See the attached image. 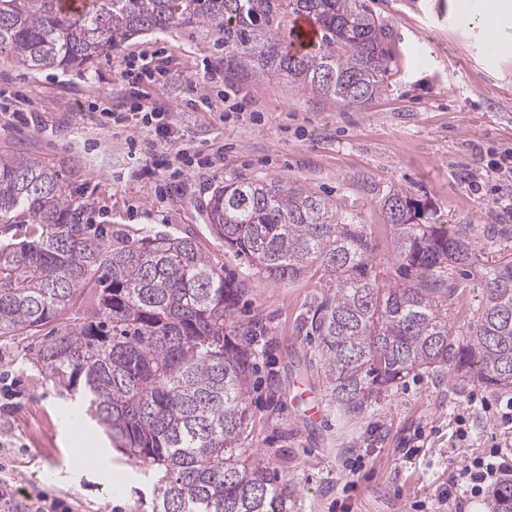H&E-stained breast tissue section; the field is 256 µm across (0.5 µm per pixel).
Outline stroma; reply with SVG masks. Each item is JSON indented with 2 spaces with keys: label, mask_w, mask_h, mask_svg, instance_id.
<instances>
[{
  "label": "stroma",
  "mask_w": 512,
  "mask_h": 512,
  "mask_svg": "<svg viewBox=\"0 0 512 512\" xmlns=\"http://www.w3.org/2000/svg\"><path fill=\"white\" fill-rule=\"evenodd\" d=\"M392 32L384 91L368 107H339L278 76L256 80L224 69L217 28L177 26L131 39L84 72L30 70L0 59V151L54 162L85 220L116 238L148 232L192 236L231 276L251 284L235 321L262 315L275 391L255 383L244 447L275 467L294 490L293 512H455L448 486L478 449L512 457V422L500 417L512 393L454 371L408 375L364 415L325 409L309 420L299 387L326 392L313 344L296 324L318 290L316 279L276 282L225 253L211 233L208 204L218 185L279 178L342 201L366 225L370 262L383 285L407 280L378 200L403 188L424 205L423 220L448 229L468 224L486 259L512 252V238L487 240L489 227L512 229V21L503 51L486 44L476 22L480 0H369ZM147 59L160 74L143 102L170 112L179 135L212 166L155 183L135 177V148L149 138L116 69ZM27 113L26 123L13 117ZM485 296L479 274L456 275L448 300L453 335H470ZM42 334L0 331V478L12 485L0 512H152L153 486L121 453L105 448L113 482L70 469L74 446L67 402L29 361Z\"/></svg>",
  "instance_id": "1"
}]
</instances>
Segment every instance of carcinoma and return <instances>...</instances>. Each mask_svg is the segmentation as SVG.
Masks as SVG:
<instances>
[{
  "instance_id": "obj_1",
  "label": "carcinoma",
  "mask_w": 512,
  "mask_h": 512,
  "mask_svg": "<svg viewBox=\"0 0 512 512\" xmlns=\"http://www.w3.org/2000/svg\"><path fill=\"white\" fill-rule=\"evenodd\" d=\"M59 0H0V57L26 68L87 69L127 40L175 26L219 28L224 68L272 74L338 107L382 91L390 29L367 0H92L74 17ZM299 16L320 42L284 43ZM396 256L414 273L382 285L366 225L346 206L296 183H226L210 198L211 232L266 279L318 277L299 331L314 338L331 408L347 417L414 372L449 367L512 391V253L483 266L487 294L464 341L448 329V280L479 262L469 228L421 223L403 189L379 198ZM62 172L0 152V331L34 334L95 293L93 320L68 324L31 363L153 484L152 512H291L293 490L242 447L246 396L258 372L254 318L232 327L248 282L226 278L195 238L168 233L106 246L84 222ZM512 512V482L492 494Z\"/></svg>"
}]
</instances>
